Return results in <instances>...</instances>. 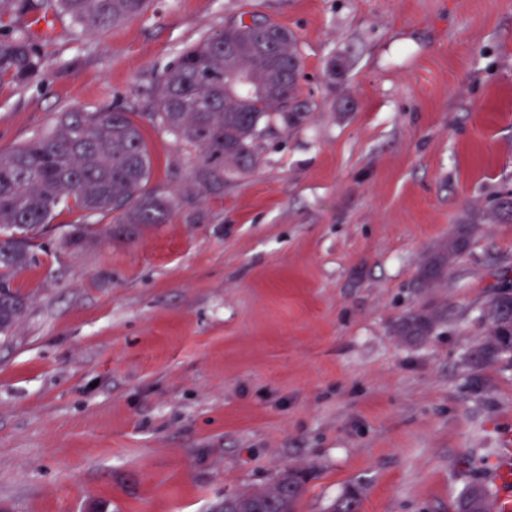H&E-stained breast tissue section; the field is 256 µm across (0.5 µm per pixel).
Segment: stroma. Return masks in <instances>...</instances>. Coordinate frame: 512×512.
I'll return each mask as SVG.
<instances>
[{"instance_id": "stroma-1", "label": "stroma", "mask_w": 512, "mask_h": 512, "mask_svg": "<svg viewBox=\"0 0 512 512\" xmlns=\"http://www.w3.org/2000/svg\"><path fill=\"white\" fill-rule=\"evenodd\" d=\"M254 16L298 37L309 114L217 181L145 125L167 220L79 247L67 211L44 227L0 337V512H218L289 468L309 474L299 512L353 485L360 512H455L492 482L512 354L468 357L512 285V0H151L84 36L59 19L34 29L42 69L0 86V151L74 108L152 111L185 46ZM423 308L432 332L403 336Z\"/></svg>"}]
</instances>
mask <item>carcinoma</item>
I'll use <instances>...</instances> for the list:
<instances>
[{"instance_id": "cac0c4a2", "label": "carcinoma", "mask_w": 512, "mask_h": 512, "mask_svg": "<svg viewBox=\"0 0 512 512\" xmlns=\"http://www.w3.org/2000/svg\"><path fill=\"white\" fill-rule=\"evenodd\" d=\"M147 6L148 0H0V81L22 82L42 68L30 35L11 27L15 17L27 15L33 24L66 18L83 35L137 17ZM270 32L277 51H252ZM302 69L292 30L267 18L241 20L182 50L158 80L148 119L195 149L205 178L220 179L226 171L254 165L257 141L271 123L288 127L302 121L309 111L300 96ZM152 167L140 114L110 106L66 112L49 134L0 152V335L24 313L15 274L32 262L31 241L58 209L78 214L73 244L82 242L92 219L101 222L114 213L135 228L164 222L170 203L146 190ZM481 315L492 330L472 358L478 371L512 353V340L500 339L503 320L512 315V290L493 292ZM436 320L434 311L422 309L407 318L404 332L427 336ZM305 492V474L289 469L270 486L224 503L222 512H298ZM482 501L493 504V492L475 481L456 512H478ZM359 505V492L352 489L333 503L332 512H358Z\"/></svg>"}]
</instances>
